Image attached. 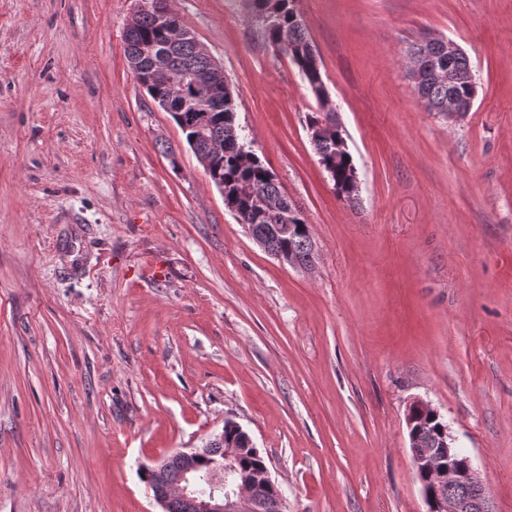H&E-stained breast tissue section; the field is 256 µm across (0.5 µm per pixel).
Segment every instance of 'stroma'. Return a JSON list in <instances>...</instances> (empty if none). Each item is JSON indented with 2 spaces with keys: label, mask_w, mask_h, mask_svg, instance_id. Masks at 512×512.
<instances>
[{
  "label": "stroma",
  "mask_w": 512,
  "mask_h": 512,
  "mask_svg": "<svg viewBox=\"0 0 512 512\" xmlns=\"http://www.w3.org/2000/svg\"><path fill=\"white\" fill-rule=\"evenodd\" d=\"M169 5L223 66L315 267L246 233L137 82V0H0V512H156L141 467L228 418L285 512H427L417 399L512 512V0H298L350 202L246 0ZM427 35L477 75L459 120L413 90ZM314 149L316 153L322 154L319 161L323 160V162L320 165L333 183L337 197L354 200L358 195L357 171L349 150L346 153L336 154V149L327 140L317 141Z\"/></svg>",
  "instance_id": "1"
}]
</instances>
